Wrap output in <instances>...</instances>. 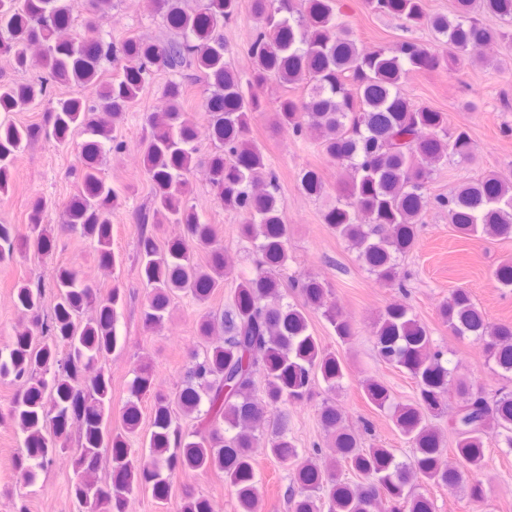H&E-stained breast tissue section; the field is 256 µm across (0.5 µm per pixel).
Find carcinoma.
I'll list each match as a JSON object with an SVG mask.
<instances>
[{
	"instance_id": "carcinoma-1",
	"label": "carcinoma",
	"mask_w": 512,
	"mask_h": 512,
	"mask_svg": "<svg viewBox=\"0 0 512 512\" xmlns=\"http://www.w3.org/2000/svg\"><path fill=\"white\" fill-rule=\"evenodd\" d=\"M148 3L168 34L116 44L97 26V16L112 9V0H88L80 32L73 29L71 0H0V55L16 71L41 69L56 83L96 88L95 97L87 99L52 97L44 80L0 84V113L44 104L39 126L0 121L1 198L12 190L16 159L39 137L59 145L76 133L85 137L78 198L63 221L49 224L48 202L34 197L27 234L0 223V263L30 251L48 255L58 237L75 235L93 243L101 269L115 268L112 213L122 202L103 176L102 160L124 150L118 125L158 71L170 74L163 87L167 105L147 115L149 132L140 142L151 186L149 203L136 211V266L147 288L143 327H161L178 294L202 304L234 275L217 228L191 203L190 176L196 169L206 171L224 210L240 217L239 236L255 245L260 260L238 276L227 310L197 320L206 346L190 354L178 392L157 389L152 361L143 359L133 369L119 431L110 424L112 375L106 364L120 344L116 322L123 290L103 291L74 269L60 268L47 311L42 285L15 283L11 298L19 323L0 349V380L15 386L0 422L23 436L15 470L32 485L38 471L68 458L76 475L71 486L76 512H127L130 496L141 488L165 506L186 474L220 472L236 512H259L253 449L262 442L268 456L292 470L289 512H378L382 502L386 512H434L423 486L460 491L469 503L485 505L479 473L486 466V440L495 434L512 449V390L487 392L458 374L428 327L408 305L395 301L375 323L376 354L410 376L413 395L396 400L376 376L360 385L367 405L389 417L411 454L400 461L396 449L369 443L352 430L335 398L345 364L310 331L306 308L320 311L343 342L355 335L354 324L331 299L326 283L288 276L292 229L270 160L250 134L252 121L267 110L260 89L271 81L305 89L302 96L278 98L274 125L313 137L345 175L333 195L313 169L299 173L297 187L322 203V222L387 288L404 290L399 259L415 247L419 224L433 205L448 212V223L463 237L511 240L512 177L466 178L448 195L431 196L436 167L469 163L474 143L466 128L449 129L447 114L415 101L404 84L412 72L493 65L472 48L487 42L512 49V0H453L446 14L427 12L425 0H366L372 12L398 18L407 31L426 28L434 40L401 38L374 52L363 51L353 30L338 19L336 0H250L259 27L245 78L226 59L224 40V24L239 17L240 0H205L199 10L186 0ZM480 15L498 18L503 27L483 24ZM107 69L112 78L103 82ZM187 80L204 87L206 126L181 109ZM203 138L211 144L207 153L198 148ZM164 224H179L182 233L161 245L157 231ZM201 251L207 254L204 265L197 260ZM492 277L511 290L512 264L498 266ZM290 288L301 302L286 301ZM438 317L454 336L483 347L493 375L512 379V322H489L463 287L451 290ZM259 376L264 387L258 395ZM319 381L326 393L319 419L333 453L314 448L303 458L285 424L267 437L265 425L282 407L313 400ZM450 388L459 402L445 432L434 420L447 409ZM146 396L153 401L152 426L142 437L140 402ZM193 414L197 426L189 431L181 417ZM138 440L142 447H133ZM104 465L108 478L102 481L98 473ZM343 471L356 481L343 480ZM177 512H214V507L184 485Z\"/></svg>"
}]
</instances>
